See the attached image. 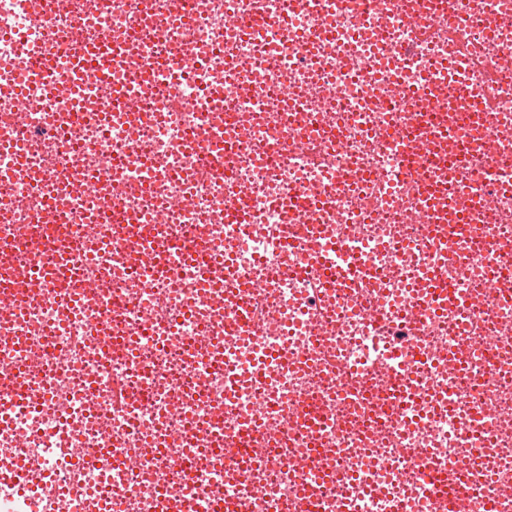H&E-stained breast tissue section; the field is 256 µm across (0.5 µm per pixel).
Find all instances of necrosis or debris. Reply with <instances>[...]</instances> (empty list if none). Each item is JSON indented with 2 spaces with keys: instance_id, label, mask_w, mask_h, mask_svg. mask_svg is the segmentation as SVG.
<instances>
[{
  "instance_id": "obj_1",
  "label": "necrosis or debris",
  "mask_w": 512,
  "mask_h": 512,
  "mask_svg": "<svg viewBox=\"0 0 512 512\" xmlns=\"http://www.w3.org/2000/svg\"><path fill=\"white\" fill-rule=\"evenodd\" d=\"M148 2L0 0V139L16 146L0 168L19 158L57 185L80 300L0 296V469L44 476L0 491V512H155L181 442L190 512H299L311 482L324 512H446L435 474L512 512V300L492 286L512 278V0H181L175 21ZM47 9L65 41L31 26ZM85 49L154 77L114 72L73 121L30 77ZM432 67L434 97L413 93ZM432 119L448 136L424 153ZM42 209L36 185L0 180V271L47 261ZM159 219L173 251L157 273L133 238ZM289 224L293 247L275 248ZM319 224L370 281L322 298ZM215 252L257 285L256 335L224 331L236 302L198 272ZM431 266L467 308L422 306Z\"/></svg>"
}]
</instances>
